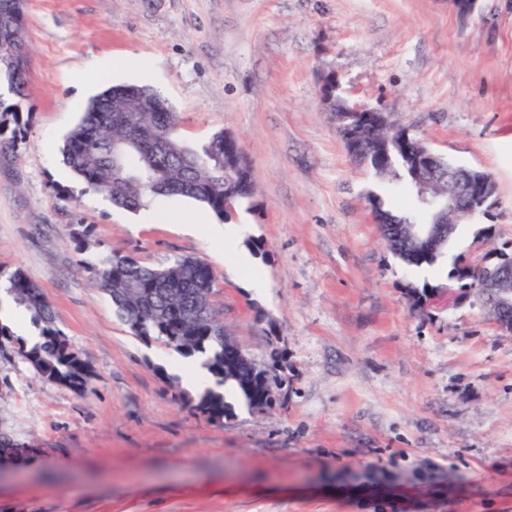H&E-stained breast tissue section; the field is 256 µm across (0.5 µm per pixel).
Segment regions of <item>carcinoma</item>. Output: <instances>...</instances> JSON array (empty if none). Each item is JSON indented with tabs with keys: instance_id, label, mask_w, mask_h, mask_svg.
Wrapping results in <instances>:
<instances>
[{
	"instance_id": "carcinoma-1",
	"label": "carcinoma",
	"mask_w": 512,
	"mask_h": 512,
	"mask_svg": "<svg viewBox=\"0 0 512 512\" xmlns=\"http://www.w3.org/2000/svg\"><path fill=\"white\" fill-rule=\"evenodd\" d=\"M11 27L12 39L0 42V81L24 96L30 74V48L25 29V0H0V27ZM124 101L129 111H112ZM26 123L20 103L0 110V153L13 152L23 138ZM180 116L151 88L110 87L91 99L82 120L67 134L61 148L63 162L81 180L85 190L104 194L112 204L137 211L158 196H180L197 201L219 219H231L233 208L252 198L251 171L234 162L235 139L215 133L201 148L188 146L178 136ZM135 143L129 159L112 163V137ZM400 148L388 142L384 154L365 166L375 177L400 183L414 191L410 171L400 160ZM140 171L143 180L132 181ZM389 223L379 225L389 250L409 266H430L443 253L447 241L435 250L416 251L400 233L408 224H426L427 211L415 204L412 212L377 205ZM95 285L108 294L121 321L133 336L146 344L162 345L188 363L205 370L209 385L185 398V406L214 423L224 422L232 409L226 388L233 387L247 409H253L262 390L249 388V369L225 366L235 345L224 331V321L210 316L209 297L216 275L203 260L176 257L165 264L148 265L132 256L101 260L90 266ZM5 293L31 316L42 341L33 345L0 322V335L18 343L17 355L48 380L76 391L87 388L93 371L56 324L40 286L16 269L7 277Z\"/></svg>"
}]
</instances>
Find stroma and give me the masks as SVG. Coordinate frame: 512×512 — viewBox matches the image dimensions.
<instances>
[{"label":"stroma","mask_w":512,"mask_h":512,"mask_svg":"<svg viewBox=\"0 0 512 512\" xmlns=\"http://www.w3.org/2000/svg\"><path fill=\"white\" fill-rule=\"evenodd\" d=\"M29 121L0 155V275L24 270L94 376L76 392L0 357V512H512V333L479 300L412 307L448 289L455 257H512V0H26ZM133 67L194 146L236 136L257 190L233 223L241 272L194 227L200 204L142 213L86 193L59 148L91 95L93 64ZM386 111L449 162L492 176L488 215L458 225L422 277L382 241L371 199L401 187L350 158L322 101ZM92 228L87 253L77 225ZM262 242V251L252 248ZM204 260L236 344L283 357L271 411L223 424L190 412L183 360L133 336L87 265L112 255Z\"/></svg>","instance_id":"1"}]
</instances>
